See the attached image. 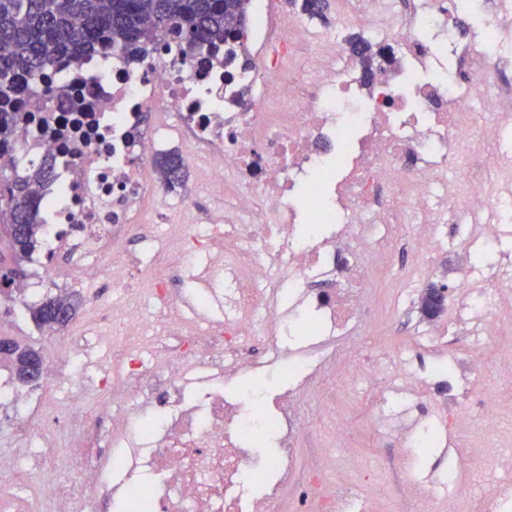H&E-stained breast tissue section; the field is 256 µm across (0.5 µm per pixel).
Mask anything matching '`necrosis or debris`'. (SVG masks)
Listing matches in <instances>:
<instances>
[{
    "instance_id": "4bbe7bcc",
    "label": "necrosis or debris",
    "mask_w": 512,
    "mask_h": 512,
    "mask_svg": "<svg viewBox=\"0 0 512 512\" xmlns=\"http://www.w3.org/2000/svg\"><path fill=\"white\" fill-rule=\"evenodd\" d=\"M254 39L184 56L168 35L161 48L127 61L87 54L51 68L34 90L8 104L24 129L0 147V168L54 160L51 180L37 185L47 205L39 219L55 245L76 254L79 279L109 270L127 289L128 257L121 227L144 228L161 216L171 194L148 190V150L178 151L198 173L215 204L206 214L174 224L186 248L158 250L148 275L158 317L140 300L101 307L116 330L110 365L96 402L33 409L30 397L0 383V408L18 421L19 434L58 428L68 453L0 452V512H95L98 495L123 489L124 512H355L330 475L335 455L313 422L301 420L306 397L317 394L327 415L337 391L355 387L353 371L337 370L336 356L362 328L376 324L367 308L395 257L407 251V292L388 314L415 319V358L451 351L460 376L488 366L475 338L497 343L512 332V272L467 266L449 302L425 311L427 279H442L440 258L449 225L464 231L467 251L489 252L512 235V87L500 75L512 66V0H411L394 15L389 0L344 14L338 27L364 28L384 47L386 61L370 85L360 60L336 31L315 46L303 82L290 81L288 62L305 46L262 0ZM479 26V39L468 38ZM261 53H254L253 42ZM454 56L455 71L438 76V49ZM484 113L474 124L472 108ZM162 116L153 131L146 113ZM207 253L211 276L224 278V314L206 321L170 289L173 269L189 266L193 245ZM312 331L315 346L293 352L292 371L306 384L272 398L262 410L249 382L263 363L255 336L269 343ZM210 373L201 398H191L190 370ZM239 381L236 393L225 386ZM391 388L377 385L366 412L381 438L406 444L438 441L469 420L493 422L501 401L476 390L427 382L407 370L396 388L401 407L384 411ZM116 403L153 408L156 423L138 426L132 415L101 422ZM430 406L433 426L416 409ZM278 439L266 452L255 431ZM306 445L314 466L297 467ZM458 467L478 476L484 512L507 503L502 475L512 474V436L488 445L457 443ZM391 468L408 512L437 502L402 466Z\"/></svg>"
}]
</instances>
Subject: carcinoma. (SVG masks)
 I'll return each mask as SVG.
<instances>
[{"mask_svg":"<svg viewBox=\"0 0 512 512\" xmlns=\"http://www.w3.org/2000/svg\"><path fill=\"white\" fill-rule=\"evenodd\" d=\"M250 0H0V104H9L37 83L55 62L77 59L97 48L122 58L135 59L146 46L176 34L193 54L202 47L228 44L245 36ZM311 19H325V0H293ZM361 61L364 80L381 68L382 51L361 34L347 36ZM17 123L0 111V144L14 136ZM161 182L170 190L183 186L181 160L161 155L154 160ZM53 161L46 157L23 176H0V224H25L27 232L15 239V263L31 259L41 246L46 225L40 223L38 199L31 186L47 181ZM76 309L66 294H47L26 305L37 327L50 325L45 303Z\"/></svg>","mask_w":512,"mask_h":512,"instance_id":"carcinoma-1","label":"carcinoma"}]
</instances>
